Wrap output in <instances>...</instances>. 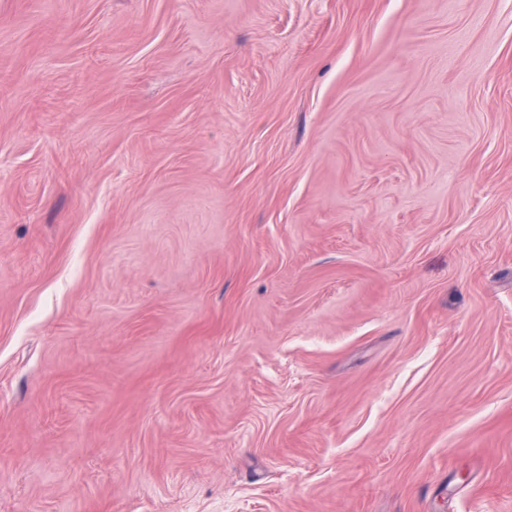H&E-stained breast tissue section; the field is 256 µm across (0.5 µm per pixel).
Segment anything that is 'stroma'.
<instances>
[{"mask_svg": "<svg viewBox=\"0 0 512 512\" xmlns=\"http://www.w3.org/2000/svg\"><path fill=\"white\" fill-rule=\"evenodd\" d=\"M0 512H512V0H0Z\"/></svg>", "mask_w": 512, "mask_h": 512, "instance_id": "1", "label": "stroma"}]
</instances>
